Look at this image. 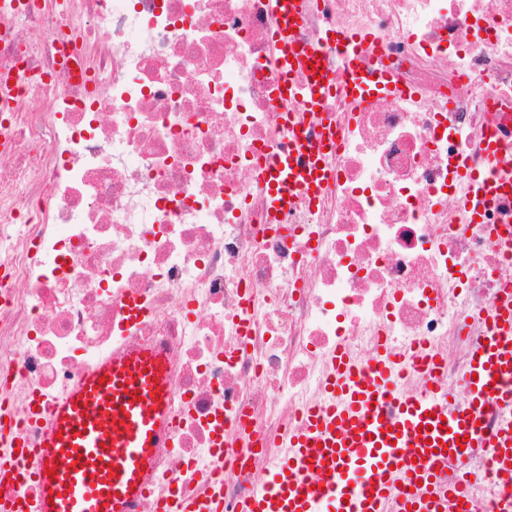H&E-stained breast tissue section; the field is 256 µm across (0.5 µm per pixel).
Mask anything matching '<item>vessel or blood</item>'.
I'll list each match as a JSON object with an SVG mask.
<instances>
[{
  "mask_svg": "<svg viewBox=\"0 0 512 512\" xmlns=\"http://www.w3.org/2000/svg\"><path fill=\"white\" fill-rule=\"evenodd\" d=\"M305 146L302 135H292L268 175L274 209L321 187L323 169L296 161ZM488 319L471 357L462 412L450 408L446 386L406 390L388 352H377L367 371L350 353L334 352L325 403L306 413L300 431L286 434L263 486L240 512H512V494L492 488L496 476L512 474L511 290ZM491 407L500 423L490 441L482 419ZM47 415L39 447L0 442V512H21L30 482L38 488L28 500L33 512H129L169 432V381L159 352L132 350L98 362L49 404ZM460 436L466 445H457ZM486 445L495 470L481 476L490 489L481 496L463 460L469 449ZM218 507L213 492L178 500L166 512Z\"/></svg>",
  "mask_w": 512,
  "mask_h": 512,
  "instance_id": "1",
  "label": "vessel or blood"
}]
</instances>
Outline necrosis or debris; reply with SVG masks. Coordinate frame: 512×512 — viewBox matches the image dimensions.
<instances>
[{"instance_id":"1","label":"necrosis or debris","mask_w":512,"mask_h":512,"mask_svg":"<svg viewBox=\"0 0 512 512\" xmlns=\"http://www.w3.org/2000/svg\"><path fill=\"white\" fill-rule=\"evenodd\" d=\"M270 0H21L0 24V437L36 446L46 404L125 348H162L171 427L138 512L258 490L276 440L325 395L337 349L416 350L462 385L512 287V0H305L296 46L335 33L403 86L357 106L347 51L305 111ZM292 83L294 98L282 92ZM296 121L330 143L315 199L275 211L262 178Z\"/></svg>"}]
</instances>
